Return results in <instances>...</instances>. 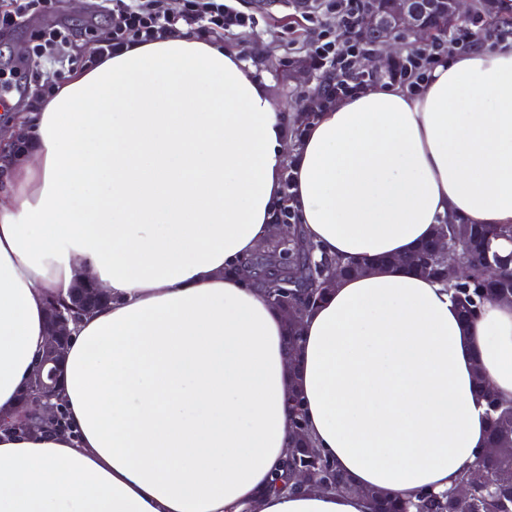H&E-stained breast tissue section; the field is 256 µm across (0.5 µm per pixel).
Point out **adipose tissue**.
Wrapping results in <instances>:
<instances>
[{"label":"adipose tissue","instance_id":"ef3b65f1","mask_svg":"<svg viewBox=\"0 0 512 512\" xmlns=\"http://www.w3.org/2000/svg\"><path fill=\"white\" fill-rule=\"evenodd\" d=\"M25 124L0 177V416L49 301L85 276L112 300L72 328L65 431L0 429V512H368L366 489L459 485L490 426L476 373L512 402V304L466 322L442 283L378 267L307 312L293 367L243 262L285 201L333 260L405 256L444 220L512 225V39L298 131L237 53L167 34L75 71ZM294 390L352 492H269Z\"/></svg>","mask_w":512,"mask_h":512}]
</instances>
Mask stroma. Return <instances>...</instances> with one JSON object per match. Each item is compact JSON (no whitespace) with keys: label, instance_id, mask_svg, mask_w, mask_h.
Instances as JSON below:
<instances>
[{"label":"stroma","instance_id":"stroma-1","mask_svg":"<svg viewBox=\"0 0 512 512\" xmlns=\"http://www.w3.org/2000/svg\"><path fill=\"white\" fill-rule=\"evenodd\" d=\"M98 0H57L53 13L33 14L28 22L8 32H0V56L16 61L29 60L35 32L54 25H66L79 34L64 53L73 58L88 57L96 37L85 34L88 20L98 12ZM239 8L258 18L256 25L224 35L225 49L237 52L251 67L274 111L294 117L303 96L322 86L326 73L313 65L310 51L321 35L341 38L331 13L316 22L305 19L295 0H279L277 7L263 8L260 0H239Z\"/></svg>","mask_w":512,"mask_h":512}]
</instances>
